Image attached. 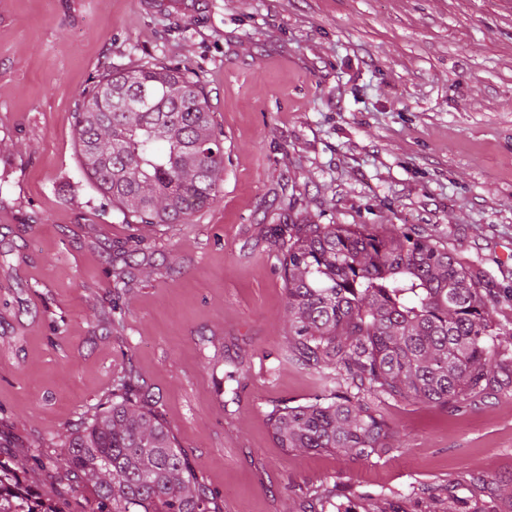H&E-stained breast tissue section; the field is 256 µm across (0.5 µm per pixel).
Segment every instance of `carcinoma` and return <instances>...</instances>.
Segmentation results:
<instances>
[{
    "instance_id": "carcinoma-1",
    "label": "carcinoma",
    "mask_w": 512,
    "mask_h": 512,
    "mask_svg": "<svg viewBox=\"0 0 512 512\" xmlns=\"http://www.w3.org/2000/svg\"><path fill=\"white\" fill-rule=\"evenodd\" d=\"M86 175L127 224H188L223 192L224 134L189 68L144 63L101 76L75 116ZM292 355L348 376L269 415L282 448L381 458L388 433L361 393L458 406L512 365V319L432 235L375 224L288 225L282 241ZM71 432L60 461L91 486L94 512H218L167 426L126 387ZM28 487L0 465V512L29 506Z\"/></svg>"
}]
</instances>
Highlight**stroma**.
<instances>
[{
	"instance_id": "1",
	"label": "stroma",
	"mask_w": 512,
	"mask_h": 512,
	"mask_svg": "<svg viewBox=\"0 0 512 512\" xmlns=\"http://www.w3.org/2000/svg\"><path fill=\"white\" fill-rule=\"evenodd\" d=\"M189 66L224 132V191L136 231L81 167L93 78ZM407 226L512 312V0H0V462L55 512L93 494L57 459L128 372L219 512H512V370L459 407L384 399L382 459L278 448L270 412L319 394L287 362L274 227ZM133 252L132 289L112 270ZM43 467L32 472L30 459Z\"/></svg>"
}]
</instances>
